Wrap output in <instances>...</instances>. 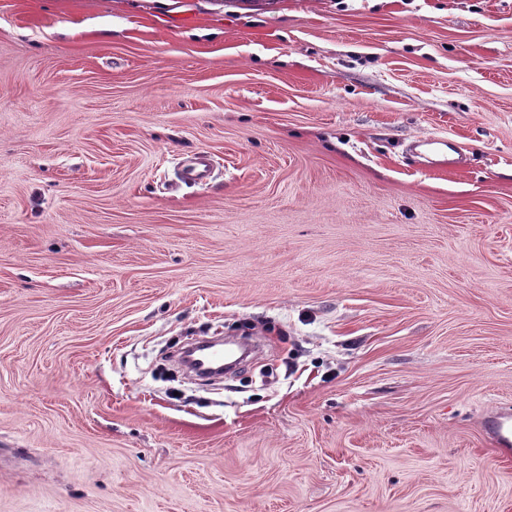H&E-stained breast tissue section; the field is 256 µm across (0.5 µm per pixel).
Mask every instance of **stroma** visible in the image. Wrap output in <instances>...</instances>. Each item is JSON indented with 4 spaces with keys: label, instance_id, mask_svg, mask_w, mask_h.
Instances as JSON below:
<instances>
[{
    "label": "stroma",
    "instance_id": "35a3bbf8",
    "mask_svg": "<svg viewBox=\"0 0 512 512\" xmlns=\"http://www.w3.org/2000/svg\"><path fill=\"white\" fill-rule=\"evenodd\" d=\"M505 405L512 0H0V512H512ZM417 143L424 147L428 163L443 162L448 166H460L454 141L445 138H422L418 139ZM213 173V164L207 153H199L194 156L181 169V178L184 182L202 184L208 181ZM220 341H224V336H209L207 339H203V340H197L196 338L191 336L188 339L187 344L181 349V351L177 355V358L174 361L176 370H175V376H172L171 381H173V382L179 381L178 380L179 376H183L186 374H193L201 379H207V380H211V379L215 380V379L223 378L224 375H222V374H220V375L212 374V375H207V376L199 374L198 372L193 370L190 366H188L184 361V355H185V351L187 349L198 346V345H209V344H212L215 342H220ZM482 426L491 445L501 454H507L512 446V411L495 408L483 417Z\"/></svg>",
    "mask_w": 512,
    "mask_h": 512
}]
</instances>
